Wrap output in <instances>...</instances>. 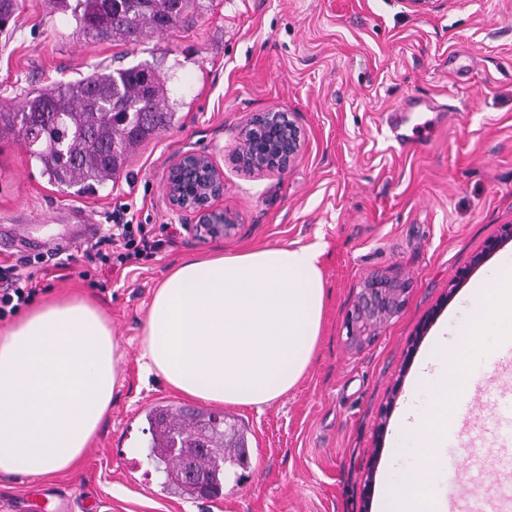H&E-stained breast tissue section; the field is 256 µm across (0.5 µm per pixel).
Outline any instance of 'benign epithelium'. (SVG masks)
Here are the masks:
<instances>
[{
    "instance_id": "benign-epithelium-1",
    "label": "benign epithelium",
    "mask_w": 512,
    "mask_h": 512,
    "mask_svg": "<svg viewBox=\"0 0 512 512\" xmlns=\"http://www.w3.org/2000/svg\"><path fill=\"white\" fill-rule=\"evenodd\" d=\"M301 150V129L273 110L260 112L239 134L236 165L250 175L285 171ZM224 196V171L203 152L181 153L169 168L166 197L170 207L194 216L188 225L199 239H222L235 228L234 219L214 206ZM405 288L394 279H375L359 294L348 313L349 339L363 345L378 335L401 307Z\"/></svg>"
}]
</instances>
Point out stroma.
I'll return each mask as SVG.
<instances>
[{"instance_id":"35a3bbf8","label":"stroma","mask_w":512,"mask_h":512,"mask_svg":"<svg viewBox=\"0 0 512 512\" xmlns=\"http://www.w3.org/2000/svg\"><path fill=\"white\" fill-rule=\"evenodd\" d=\"M138 63L167 74L176 120L96 194L49 184L16 132L0 130V264L31 271L17 225L48 253L71 240L66 261L49 254L33 270L35 298H94L123 354L112 407L79 467L50 479L0 475V506L52 489L76 510L98 500L100 512H385L389 482L417 462L414 449H395L394 427L421 355L447 318L469 315L473 281L512 255V240L486 251L512 225V0H446L427 12L403 0H203L185 22L137 44L79 38L71 14L23 0L0 32V110L93 68ZM417 99L436 106L409 115L430 142L407 153L390 120ZM271 108L299 125L301 152L284 172L246 175L232 161L238 133ZM192 148L224 170L216 205L236 220L227 237H193L191 215L168 204V170ZM124 204L165 246L107 272L89 255L99 225ZM314 244L326 301L305 376L260 412L207 404L249 429L247 462L227 466L221 496L162 492L144 412L191 401L141 376L156 288L186 257ZM384 277L404 283V302L373 341L355 345L347 314L367 282ZM508 400L512 371L490 362L448 435V469L434 478L441 494L488 507L512 497Z\"/></svg>"}]
</instances>
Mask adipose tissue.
Segmentation results:
<instances>
[{
  "label": "adipose tissue",
  "mask_w": 512,
  "mask_h": 512,
  "mask_svg": "<svg viewBox=\"0 0 512 512\" xmlns=\"http://www.w3.org/2000/svg\"><path fill=\"white\" fill-rule=\"evenodd\" d=\"M317 246L187 257L151 300L141 370L186 398L263 409L305 375L326 295ZM122 359L93 302L53 299L0 330V474L74 470Z\"/></svg>",
  "instance_id": "ef3b65f1"
}]
</instances>
